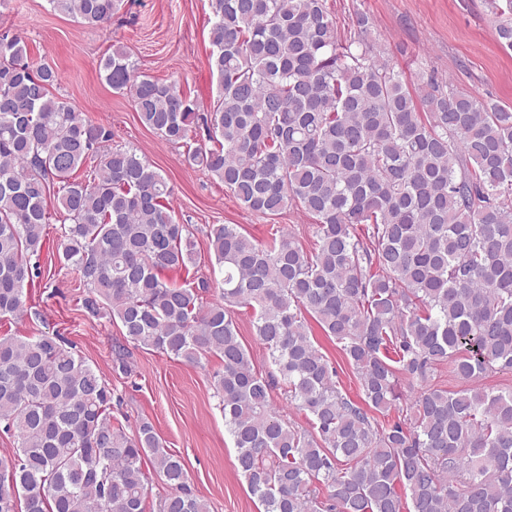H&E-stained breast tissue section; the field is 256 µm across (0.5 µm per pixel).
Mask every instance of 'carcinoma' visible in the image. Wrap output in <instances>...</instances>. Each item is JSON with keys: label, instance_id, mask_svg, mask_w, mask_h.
Listing matches in <instances>:
<instances>
[{"label": "carcinoma", "instance_id": "cac0c4a2", "mask_svg": "<svg viewBox=\"0 0 512 512\" xmlns=\"http://www.w3.org/2000/svg\"><path fill=\"white\" fill-rule=\"evenodd\" d=\"M486 0L512 49V0ZM107 28L118 0H49ZM218 99L203 118L176 80L130 53L100 62L140 122L245 208L316 218L313 246L281 233L263 246L214 224L221 279L169 280L198 252L168 205L173 188L112 131L53 93L58 71L0 33V317L27 305L30 263L50 220L59 259L86 288L85 314L118 321L127 342L192 365L218 354L214 397L235 466L265 512H512V389L433 383L449 364L469 382L512 372V107L428 81L416 94L364 40H343L326 0H210ZM204 130L213 146L187 144ZM86 169L80 179L77 172ZM57 195L55 212L47 193ZM253 311L271 371L239 338ZM340 344L359 399L309 321ZM419 385L405 397L400 380ZM284 387L311 430L273 407ZM112 392L58 335L0 337V512H145L149 474L176 493L159 512H209L186 491L181 458L142 421L112 425ZM405 404L409 416L380 422Z\"/></svg>", "mask_w": 512, "mask_h": 512}]
</instances>
